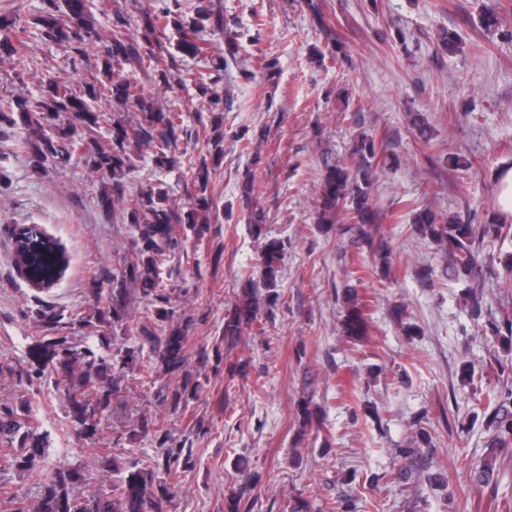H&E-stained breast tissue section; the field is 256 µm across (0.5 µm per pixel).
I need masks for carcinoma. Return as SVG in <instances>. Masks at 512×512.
Masks as SVG:
<instances>
[{"label": "carcinoma", "instance_id": "cac0c4a2", "mask_svg": "<svg viewBox=\"0 0 512 512\" xmlns=\"http://www.w3.org/2000/svg\"><path fill=\"white\" fill-rule=\"evenodd\" d=\"M195 17L187 20L183 16L167 10L168 23L181 35L179 49L184 55L197 59L206 53L201 32L213 17V11L205 5V0L194 4ZM66 19H61V16ZM28 23L38 28L43 37L69 49L94 42L103 45L100 77L87 84L80 92L65 88L60 73L48 76L41 93L32 98L16 101V111L0 110V125L13 126L22 122L29 130L28 145L31 149L30 162L41 168L53 159L71 156L68 147L76 145L73 130L67 123L68 116L77 115L84 127L82 148L88 166L101 173L110 181L111 194L105 196L110 203L124 198L126 178L133 167L134 154L131 150L142 148L152 150L156 165L163 168L171 163L168 152L176 141L180 114L165 111L152 98L138 93L130 79L121 76L125 67L136 62L143 63L147 56V43L151 34L157 31L156 23H151L149 32L139 40L127 33L126 18L116 15L112 25L103 29L96 25L94 16L85 0H45L40 13L28 19ZM7 34L0 37V52L14 61V67L22 71L32 70L35 62L20 49V38L11 35L26 30L14 20L0 18V31ZM200 92L209 97L208 109L223 111V98L208 83L205 72L192 76ZM112 100L139 113L134 124L122 117L96 112L91 103L97 100ZM111 126L112 146L100 144L102 124ZM354 153L359 156L357 170L339 164L326 167L321 188L319 208L321 219L329 223L337 211L351 212L352 224L348 231L362 241L374 243L373 234L377 231V219L369 206V189L373 185L370 159L375 156V144L366 137L360 139ZM208 176L201 173L196 178V192L191 196L188 209L180 212L172 207L169 191L162 185L149 186L137 202L128 209L126 221L136 233V246L139 262L129 268L130 279L141 286L147 296L153 295L162 303L155 312V320L164 322L172 316L164 305L169 298L158 292L160 271L158 258L179 248V239L174 235L173 225L186 224L195 234L202 235L209 229L210 215L215 202L207 194ZM417 230L444 250L445 259L454 277L467 281L473 276L476 265V241L485 237H500L512 233V224H457L436 219L429 211L419 213ZM13 251L20 272L39 274L48 281L61 280L68 268L69 257L63 244L55 237L35 227H24L14 235ZM284 251V243L278 239H267L259 248L263 267L265 294L248 292L224 321V335L239 336L258 319L261 307L278 299L276 290L279 264ZM112 321H120L125 310L116 302L113 295ZM344 315L341 329L344 335L360 338L367 333L368 322L358 293L348 289L343 295ZM101 312L86 317V323L93 335L106 342L102 324L110 321ZM35 367L28 374H41L50 367L62 375L59 382L66 385L78 380V390H66L70 414L79 425L81 433L95 437L101 425L103 411L110 405L111 378L115 377L116 366L106 356L97 354L89 347H78L69 343L63 336L49 337L30 352ZM159 358L169 373L180 371L185 364V336L179 329H173L165 337L159 350ZM487 429L492 431L491 447H512V391L498 402L489 414ZM0 433L9 442L19 441L13 461L16 466L32 473L40 472L44 449L40 447L37 434L25 424L14 408L7 404L0 406ZM191 458L181 452L167 450L163 473L171 475L179 468L190 465ZM82 480L79 470L59 469L51 477L47 494L37 508V512H166L167 488L156 494L154 484L157 476L151 470H128L119 478V497L110 501L98 498L93 507L86 509L83 500L73 495L72 487Z\"/></svg>", "mask_w": 512, "mask_h": 512}]
</instances>
